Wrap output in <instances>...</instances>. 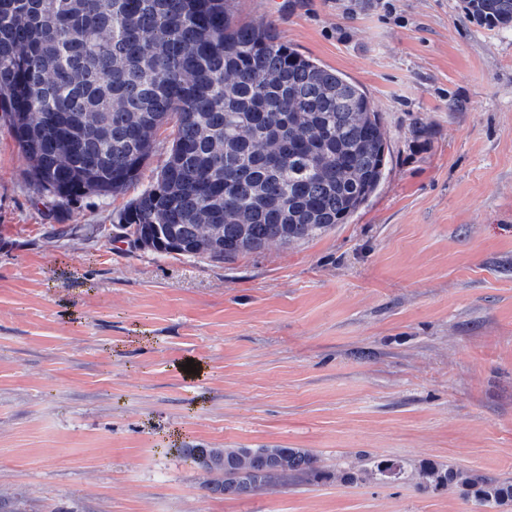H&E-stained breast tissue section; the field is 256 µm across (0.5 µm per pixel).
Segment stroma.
Segmentation results:
<instances>
[{
    "label": "stroma",
    "mask_w": 512,
    "mask_h": 512,
    "mask_svg": "<svg viewBox=\"0 0 512 512\" xmlns=\"http://www.w3.org/2000/svg\"><path fill=\"white\" fill-rule=\"evenodd\" d=\"M359 85L385 176L348 223L232 263L114 249L122 193L33 206L0 120V497L22 512H512V27L463 0H231ZM201 363L184 378L181 361ZM185 448H305L324 477L211 494ZM398 480L344 482L360 463ZM418 476L420 485L432 492L462 487L482 505L503 506L512 502V482L509 481L500 482L480 474L434 465L421 468Z\"/></svg>",
    "instance_id": "35a3bbf8"
}]
</instances>
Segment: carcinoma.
Wrapping results in <instances>:
<instances>
[{
  "label": "carcinoma",
  "mask_w": 512,
  "mask_h": 512,
  "mask_svg": "<svg viewBox=\"0 0 512 512\" xmlns=\"http://www.w3.org/2000/svg\"><path fill=\"white\" fill-rule=\"evenodd\" d=\"M228 0H0V115L12 122L35 204L113 194L136 181L161 126L175 121L154 182L117 216L141 249L229 263L344 224L385 175L386 131L366 93L282 42L238 24ZM469 17L512 26V0H463ZM199 224L224 230L219 248ZM210 484L240 495L321 478L303 448H208ZM394 474L382 463L346 475ZM420 485L512 502V482L425 466Z\"/></svg>",
  "instance_id": "carcinoma-1"
}]
</instances>
